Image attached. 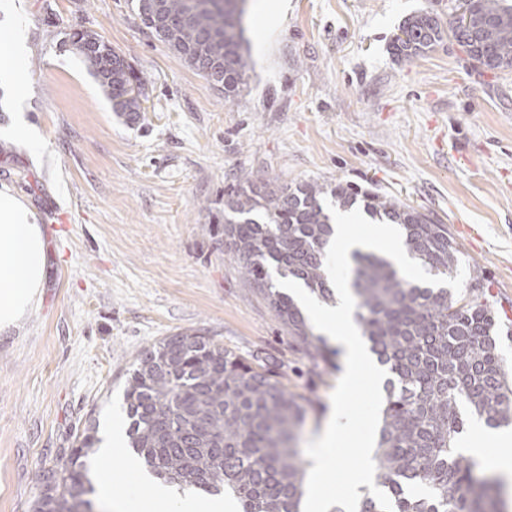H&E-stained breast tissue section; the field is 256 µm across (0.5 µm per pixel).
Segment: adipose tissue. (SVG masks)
Returning <instances> with one entry per match:
<instances>
[{
	"label": "adipose tissue",
	"mask_w": 512,
	"mask_h": 512,
	"mask_svg": "<svg viewBox=\"0 0 512 512\" xmlns=\"http://www.w3.org/2000/svg\"><path fill=\"white\" fill-rule=\"evenodd\" d=\"M46 276L44 242L32 212L9 188H0V331L15 326L34 305ZM463 450L512 477V429L475 425ZM148 492L142 512H235L220 496L175 495L164 484L139 474Z\"/></svg>",
	"instance_id": "obj_1"
}]
</instances>
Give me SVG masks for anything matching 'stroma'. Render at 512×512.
<instances>
[{
	"instance_id": "stroma-1",
	"label": "stroma",
	"mask_w": 512,
	"mask_h": 512,
	"mask_svg": "<svg viewBox=\"0 0 512 512\" xmlns=\"http://www.w3.org/2000/svg\"><path fill=\"white\" fill-rule=\"evenodd\" d=\"M252 69L237 100L157 40L134 0H0L27 85L0 81V186L46 242L34 306L0 332V512H33L39 476L89 419L127 425L136 357L194 329L273 360L315 406L320 438L343 371L315 368L216 231L242 177L342 182L442 220L512 319V72L475 68L452 40L400 60L405 20L448 0H253ZM90 30L147 81L130 126L66 40Z\"/></svg>"
}]
</instances>
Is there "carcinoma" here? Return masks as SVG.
<instances>
[{"label":"carcinoma","mask_w":512,"mask_h":512,"mask_svg":"<svg viewBox=\"0 0 512 512\" xmlns=\"http://www.w3.org/2000/svg\"><path fill=\"white\" fill-rule=\"evenodd\" d=\"M248 0H136L142 23L160 5L161 30L151 33L234 101L247 88L244 17ZM470 26L423 11L408 18L392 44L409 60L453 39L487 71L512 70V0H466ZM90 75L125 123L142 121L145 81L112 46L87 30L69 34ZM356 203L372 218L400 227L406 252L437 277L457 276L462 251L448 225L374 191L348 185L285 184L246 178L224 190V243L255 288L288 327L313 367L332 364L317 336L271 272L302 281L326 304L336 292L326 270L331 216L324 197ZM355 318L387 374L379 430L376 486L392 512H506L504 481L460 449L468 420L489 428L512 424V372L496 340V317L482 300L479 275L469 296L413 283L384 256L352 252ZM129 447L158 480L234 500L242 512H300L308 462L296 441L313 403L288 392L269 363L252 364L199 331L155 342L126 379ZM91 420L65 463L42 472L34 512H90L96 490L83 469L95 453Z\"/></svg>","instance_id":"cac0c4a2"}]
</instances>
